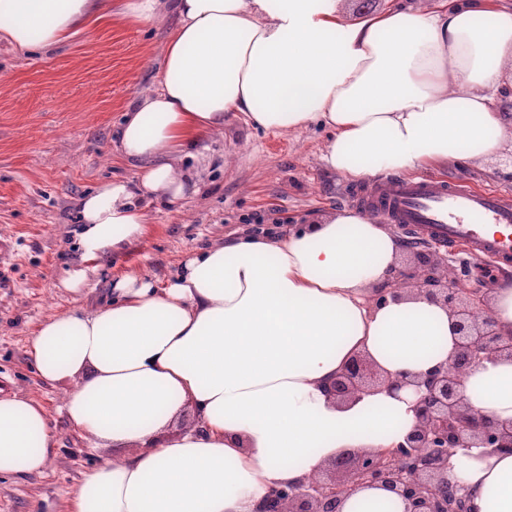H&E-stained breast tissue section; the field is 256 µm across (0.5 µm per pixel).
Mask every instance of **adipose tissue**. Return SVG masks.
Masks as SVG:
<instances>
[{
  "instance_id": "obj_1",
  "label": "adipose tissue",
  "mask_w": 512,
  "mask_h": 512,
  "mask_svg": "<svg viewBox=\"0 0 512 512\" xmlns=\"http://www.w3.org/2000/svg\"><path fill=\"white\" fill-rule=\"evenodd\" d=\"M338 0H0V40L60 46L112 15L147 24L169 12L156 90L131 102L116 150L136 183L84 195L83 259L139 241L144 198L175 202L190 173L175 162L243 113L267 130L320 123L326 166L352 179L452 160L483 162L512 141L498 92L512 61V13L487 0L393 6L349 24ZM400 243L375 218L338 211L277 239L240 236L192 251L165 286L129 272L103 308L50 316L28 353L40 378L67 382L69 424L114 458L88 471L71 512H257L272 491L345 448L402 442L416 424L410 389L344 403L327 388L368 355L392 376L449 363L447 309L408 292L376 302ZM470 405L512 423V360L463 378ZM196 424L179 429L184 411ZM53 452L43 409L0 397V474H38ZM472 512H512V451L451 459ZM395 493L362 488L339 512H404Z\"/></svg>"
}]
</instances>
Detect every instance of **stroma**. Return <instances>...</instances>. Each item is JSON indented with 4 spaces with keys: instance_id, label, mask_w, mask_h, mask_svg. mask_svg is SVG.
Returning <instances> with one entry per match:
<instances>
[{
    "instance_id": "1",
    "label": "stroma",
    "mask_w": 512,
    "mask_h": 512,
    "mask_svg": "<svg viewBox=\"0 0 512 512\" xmlns=\"http://www.w3.org/2000/svg\"><path fill=\"white\" fill-rule=\"evenodd\" d=\"M401 1L422 11L438 2L339 0L338 15L355 23ZM174 22L170 14L141 26L110 17L53 50L27 54L0 42V396L22 394L40 404L55 439L42 474L0 475V512H69L71 489L112 454L93 450L67 422V385L39 377L28 346L41 321L106 305L113 283L133 269L165 284L189 251L250 231L252 218L280 237L342 208L339 191L348 180L321 160L326 129L265 131L233 112L180 162L197 171L198 193L172 205L146 202L141 241L109 260L81 259L77 201L105 180L133 179L112 140L128 104L156 89ZM428 175L512 192V151ZM79 269L82 286L64 287Z\"/></svg>"
}]
</instances>
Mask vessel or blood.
Returning a JSON list of instances; mask_svg holds the SVG:
<instances>
[{
	"mask_svg": "<svg viewBox=\"0 0 512 512\" xmlns=\"http://www.w3.org/2000/svg\"><path fill=\"white\" fill-rule=\"evenodd\" d=\"M341 198L436 247L512 266V200L498 191L477 190L461 179L394 175L344 188Z\"/></svg>",
	"mask_w": 512,
	"mask_h": 512,
	"instance_id": "obj_1",
	"label": "vessel or blood"
}]
</instances>
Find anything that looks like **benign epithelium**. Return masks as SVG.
<instances>
[{
    "label": "benign epithelium",
    "instance_id": "obj_1",
    "mask_svg": "<svg viewBox=\"0 0 512 512\" xmlns=\"http://www.w3.org/2000/svg\"><path fill=\"white\" fill-rule=\"evenodd\" d=\"M392 283L391 288L377 289L379 300L410 291L448 308L458 336L450 366L425 376L393 378L368 358H353L331 382L329 393L347 401L381 389L410 388L415 395L414 429L391 448L344 450L305 482L271 491L263 512H337L344 497L374 486L400 496L405 512H471L467 489L448 480L451 457L473 447L512 450V423L481 415L461 390L471 368L487 359H512V338H503L487 314V290L470 287L450 273L448 257L430 247L412 250L409 263L395 268Z\"/></svg>",
    "mask_w": 512,
    "mask_h": 512
}]
</instances>
